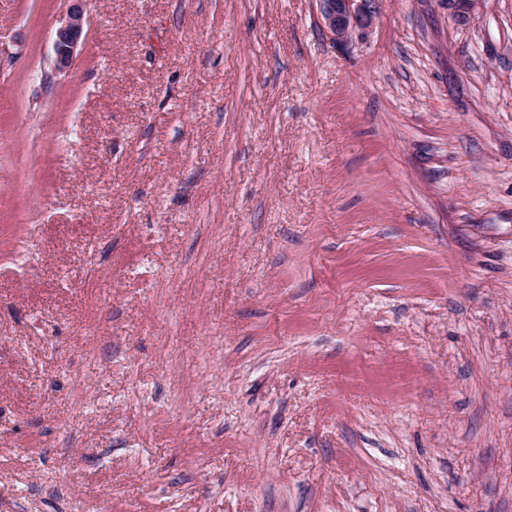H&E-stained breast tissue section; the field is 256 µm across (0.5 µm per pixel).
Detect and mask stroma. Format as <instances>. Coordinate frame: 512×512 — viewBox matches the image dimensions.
Wrapping results in <instances>:
<instances>
[{
	"instance_id": "35a3bbf8",
	"label": "stroma",
	"mask_w": 512,
	"mask_h": 512,
	"mask_svg": "<svg viewBox=\"0 0 512 512\" xmlns=\"http://www.w3.org/2000/svg\"><path fill=\"white\" fill-rule=\"evenodd\" d=\"M65 9L0 0V512H512V0ZM87 6V0H67L65 17L54 33V69L59 74L71 70L84 42ZM323 26L336 44L347 45L369 29L379 12V0H317Z\"/></svg>"
}]
</instances>
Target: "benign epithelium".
<instances>
[{"label":"benign epithelium","instance_id":"obj_1","mask_svg":"<svg viewBox=\"0 0 512 512\" xmlns=\"http://www.w3.org/2000/svg\"><path fill=\"white\" fill-rule=\"evenodd\" d=\"M323 26L340 45L369 29L379 12V0H317ZM88 0H67L65 17L54 33V69L69 72L85 39Z\"/></svg>","mask_w":512,"mask_h":512}]
</instances>
